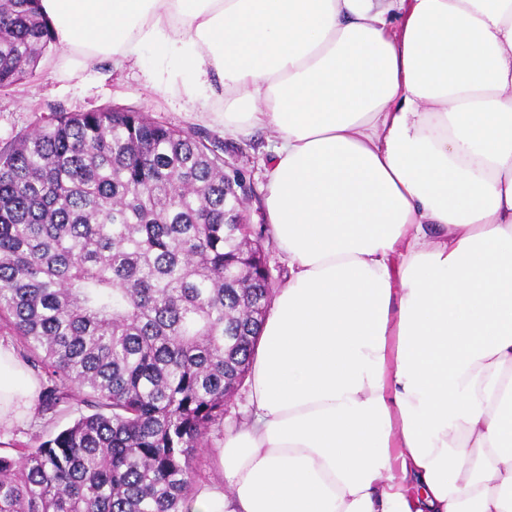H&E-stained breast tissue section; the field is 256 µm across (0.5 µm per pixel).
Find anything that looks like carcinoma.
<instances>
[{"mask_svg": "<svg viewBox=\"0 0 512 512\" xmlns=\"http://www.w3.org/2000/svg\"><path fill=\"white\" fill-rule=\"evenodd\" d=\"M55 44L40 0H0V87ZM220 147L142 112H57L0 149V321L80 411L0 454V512H189L278 285Z\"/></svg>", "mask_w": 512, "mask_h": 512, "instance_id": "1", "label": "carcinoma"}]
</instances>
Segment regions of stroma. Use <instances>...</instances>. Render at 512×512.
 <instances>
[{"label":"stroma","instance_id":"1","mask_svg":"<svg viewBox=\"0 0 512 512\" xmlns=\"http://www.w3.org/2000/svg\"><path fill=\"white\" fill-rule=\"evenodd\" d=\"M106 106L131 108L179 129H192L223 143L224 159L240 171L253 187L244 215L248 223L266 222V170L275 138L257 130L246 138L224 131V106L216 104L208 118H201L197 104L171 98L152 87L141 68L115 67L101 59L80 66L61 48L48 49L39 59L34 77L0 89V148L44 125L52 112H87ZM74 414L55 417L34 410L8 434H0V451L35 448L70 425Z\"/></svg>","mask_w":512,"mask_h":512}]
</instances>
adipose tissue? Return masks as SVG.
Wrapping results in <instances>:
<instances>
[{
  "instance_id": "adipose-tissue-1",
  "label": "adipose tissue",
  "mask_w": 512,
  "mask_h": 512,
  "mask_svg": "<svg viewBox=\"0 0 512 512\" xmlns=\"http://www.w3.org/2000/svg\"><path fill=\"white\" fill-rule=\"evenodd\" d=\"M40 4L80 63L277 137L291 272L191 512H512V0ZM36 391L0 344V430Z\"/></svg>"
}]
</instances>
